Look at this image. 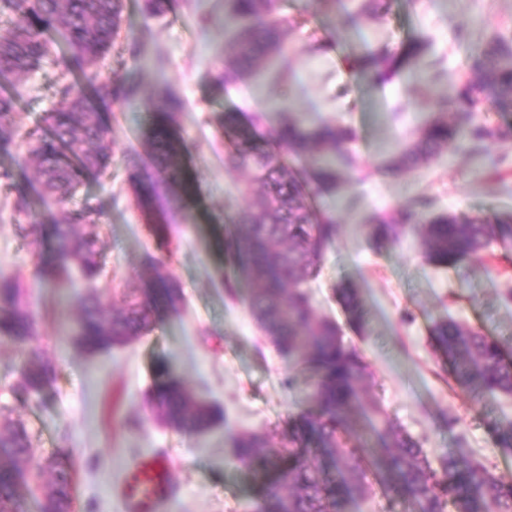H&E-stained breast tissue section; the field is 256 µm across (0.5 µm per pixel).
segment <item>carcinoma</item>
Wrapping results in <instances>:
<instances>
[{"mask_svg": "<svg viewBox=\"0 0 512 512\" xmlns=\"http://www.w3.org/2000/svg\"><path fill=\"white\" fill-rule=\"evenodd\" d=\"M281 3L225 0L224 19L232 20L233 28L222 84H233L260 63L285 54L288 17L281 14ZM391 8L392 0H360L349 18L380 21ZM5 12L19 14L22 21L0 28V79L16 85L39 67L51 32L63 34L66 40L67 49L57 64L83 77L81 83L60 86L55 106L43 118L45 127L29 131L26 139L44 201L56 206L50 215L57 262L39 266L38 273L44 280H57L76 268L81 279L91 284L103 271L99 225L91 223L95 209L89 205L67 209L65 203L75 193L79 172H104L112 162L104 115L87 106L83 85L101 103L118 110L137 95L135 82L102 77L93 70L120 36L123 0H0V14ZM428 47L426 38L414 37L397 49L382 46L355 56L352 68L381 84L403 71L419 72ZM485 105L496 112H512V38L499 32L486 37L472 60L471 76L439 99L438 115L388 160L387 171L415 169L448 147L472 151L505 135L473 122V113ZM177 106L176 100L166 97L144 103L146 111L161 119ZM15 111L16 98L1 95V152H10L15 145ZM258 126L241 124L234 112L224 113L229 138L224 166L248 173L242 189L248 205L233 218L243 231L224 234V261L256 285L246 305L269 342L315 377L311 396L315 410L289 418L288 436L280 448L272 447L263 433L233 436L234 461L261 481L256 512H350L347 505L366 494L361 480L366 467L410 512H447L450 503L456 512H512V482L497 479L462 451L444 455L440 467L434 468L419 442L388 422L382 423L376 443L361 437V418L380 413L373 403L362 406L366 365L359 351L344 343L336 323L316 317L306 289L338 231V225L319 217L310 204L309 184L325 192L336 188L340 167L353 163L349 145L356 132L336 123L310 125L298 115L288 116L267 133ZM144 135L153 148L159 191L170 203H180L186 192L187 141L160 123L148 127ZM66 151L75 164L64 160ZM292 160L308 163V179L293 172ZM148 228L157 250L171 257V225ZM415 229L420 230L428 261L454 268L480 257L493 242L512 237V213L439 212L430 198L418 196L369 225V236L378 244H393ZM156 282L152 296L125 289L123 307L110 318L94 294L76 298L81 315L72 326L71 339L84 351L97 353L147 335L159 308L175 312L182 301L173 281L159 273ZM335 292L349 320L365 330L359 289L341 281ZM36 330L37 319L24 303L20 283L0 275V338L12 341L21 353L9 392L22 406L40 399L57 375L54 359L34 344ZM430 344L441 371L468 394L484 399L512 396V360L495 338L448 317L433 323ZM146 407L169 427L189 433L209 429L220 417L212 405L168 376L151 386ZM489 433L496 445L512 448V420H492ZM31 450V435L22 421L0 424V512H26L30 501L38 512H72L75 487L69 454L59 451L46 466L29 467Z\"/></svg>", "mask_w": 512, "mask_h": 512, "instance_id": "1", "label": "carcinoma"}]
</instances>
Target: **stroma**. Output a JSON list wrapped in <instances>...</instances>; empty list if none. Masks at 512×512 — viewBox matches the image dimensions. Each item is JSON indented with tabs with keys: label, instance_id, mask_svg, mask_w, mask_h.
Listing matches in <instances>:
<instances>
[{
	"label": "stroma",
	"instance_id": "35a3bbf8",
	"mask_svg": "<svg viewBox=\"0 0 512 512\" xmlns=\"http://www.w3.org/2000/svg\"><path fill=\"white\" fill-rule=\"evenodd\" d=\"M351 0H284L289 20L284 59L262 66L222 88L230 29L224 0H170L166 12L145 18L142 0H124V25L137 39L130 55L126 39L96 64L105 77H134L139 93L119 110L100 106L110 126L111 169L84 172L72 209L92 205L100 229L104 273L94 287L105 313L122 305V289L151 290L144 259L155 254L150 223L172 226L173 256L165 274L180 286L179 311H160L153 331L128 345L95 355L76 347L70 327L79 314L75 296L81 280H40L35 268L51 258L49 212L34 166L21 165L25 142L0 153V275L18 278L38 317L36 344L58 365L57 379L43 402L13 406L8 386L20 360L17 347L0 340V403L31 434L35 461L68 451L75 471L74 512H126L121 486L128 467L142 457L163 455L174 484L163 512H254L257 482L232 460L230 436L267 434L281 446L290 416L311 405L312 378L295 370L263 337L245 299L251 284L224 263V230L246 204L239 186L246 175L224 166V114L242 121L263 116L268 127L294 112L310 123L352 127V167L342 169L336 191L312 193L317 212L340 226L308 290L316 313L335 321L346 344L363 354L369 376L364 387L385 417L421 443L430 461L462 449L512 481V450L498 447L487 428L512 418V397L478 402L444 379L429 343V329L451 316L499 340L512 355V241L493 245L483 259L441 269L429 264L418 233L393 245H376L368 226L414 196L434 199L437 210L473 214L512 212V134L484 142L478 155L448 148L431 164L400 174L381 167L398 146L430 121L438 101L470 74V60L485 36H512V0H394L377 22H348ZM430 39L421 75L384 84L364 80L348 61L385 44L398 48L408 38ZM51 58L31 72L17 101L20 132L36 126L57 100L68 76ZM169 89L181 107L166 121L189 144L186 195L181 207L162 210L144 198L156 172L143 135L153 117L143 99ZM502 158L490 167L487 156ZM25 197L29 207L14 204ZM39 232H30V225ZM232 279L236 296L224 290ZM353 282L365 303L366 332L350 325L334 287ZM215 403L225 420L211 430L185 433L146 414L144 393L158 367ZM293 374L294 386L280 384ZM454 418L447 426L446 418Z\"/></svg>",
	"mask_w": 512,
	"mask_h": 512
}]
</instances>
